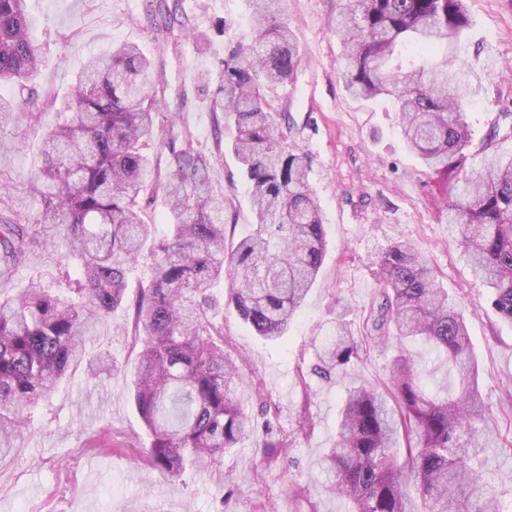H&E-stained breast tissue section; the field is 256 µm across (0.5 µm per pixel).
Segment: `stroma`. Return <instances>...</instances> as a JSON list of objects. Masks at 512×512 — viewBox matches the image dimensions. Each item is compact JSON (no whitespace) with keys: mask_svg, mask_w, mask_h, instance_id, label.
I'll return each instance as SVG.
<instances>
[{"mask_svg":"<svg viewBox=\"0 0 512 512\" xmlns=\"http://www.w3.org/2000/svg\"><path fill=\"white\" fill-rule=\"evenodd\" d=\"M27 4L45 60L39 92L64 91L85 59L114 42L136 43L148 54L157 81L168 85L166 106L178 130L210 161L209 188L224 198L227 242L247 235L253 222L247 185L224 150L231 133L223 115L212 111L211 90L199 79L223 57L225 41H249L247 0H179L190 34L175 45L156 38L147 21L149 0ZM339 4L284 0L302 59L293 84L265 90L272 112L288 120L289 147L308 157L328 249L316 284L278 342L257 336L233 308L224 310V349L246 381L241 401L253 418L252 434L225 451L220 467L189 468L174 480L148 471L142 461L148 439L129 397L135 332L119 309L86 342L89 353H110L117 369L92 379L84 366H73L51 399L33 410L31 436L0 459V512H347L344 500L327 493L318 460L335 440L345 385L382 384L398 345L370 344L366 355L326 379L314 370L313 339L318 325L338 315L362 335L379 291L376 257L397 241L421 250L465 314L493 433L486 450L491 478L512 502V324L474 279L448 223L447 196L407 150L392 104L362 102L346 92L337 62ZM466 5L465 58L482 85L466 114L472 170L481 165L484 141L512 152V128L497 125L512 103V0ZM56 121L52 107L35 118L22 110L0 128V211L17 210L20 223H31L39 210L24 189L41 164L40 137ZM59 261L55 249H36L0 277V297L15 295L30 278H51ZM269 428L286 436L288 446L267 462L255 445ZM299 486L309 492L298 501L292 491Z\"/></svg>","mask_w":512,"mask_h":512,"instance_id":"stroma-1","label":"stroma"}]
</instances>
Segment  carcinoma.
I'll list each match as a JSON object with an SVG mask.
<instances>
[{
  "instance_id": "1",
  "label": "carcinoma",
  "mask_w": 512,
  "mask_h": 512,
  "mask_svg": "<svg viewBox=\"0 0 512 512\" xmlns=\"http://www.w3.org/2000/svg\"><path fill=\"white\" fill-rule=\"evenodd\" d=\"M26 0H0V127L43 100L29 82L41 65ZM281 0H250L251 38L224 48L212 111L234 129L229 149L248 184L255 223L225 246L224 197L206 185V159L174 124L157 125L161 100L152 61L132 42H115L79 69L59 120L43 133L41 169L28 193L40 202L30 224L0 213V268L8 272L47 243L62 247L66 287L32 280L0 299V455L30 435V410L49 398L71 364L84 360V335L129 305L140 344L132 397L149 438L145 462L177 477L186 468L221 464L224 450L253 431L239 399L244 378L224 355V336L207 314L209 291L228 285L227 301L266 340L284 335L323 264L321 208L308 182L306 157L288 148L268 111L265 88L294 82L300 62ZM466 0H345L336 15L342 78L356 100L390 98L408 148L430 170L460 184L448 205L474 274L491 290L496 313L512 323V153L485 154L466 169L471 134L465 114L479 93L461 53L470 20ZM178 0H150L149 23L165 38L188 35ZM167 141V232L152 238L140 205L160 165L143 154L153 137ZM148 253V276L128 300L127 270ZM380 298L372 335L358 340L336 322L319 338L320 372L361 357L366 340L390 332L423 343L444 383L422 386L405 352L389 366V385L347 388L334 447L321 471L349 512H505L481 457L491 432L464 315L411 243L379 257ZM109 355L89 375L113 371ZM265 460L284 448L268 435Z\"/></svg>"
}]
</instances>
